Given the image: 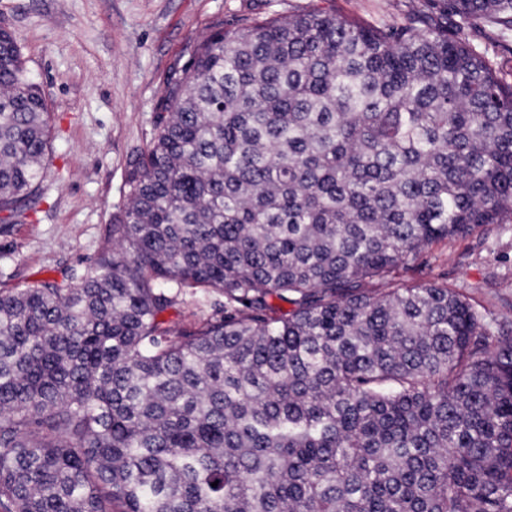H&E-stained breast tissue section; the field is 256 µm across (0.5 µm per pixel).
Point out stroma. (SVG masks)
Instances as JSON below:
<instances>
[{"label":"stroma","instance_id":"35a3bbf8","mask_svg":"<svg viewBox=\"0 0 512 512\" xmlns=\"http://www.w3.org/2000/svg\"><path fill=\"white\" fill-rule=\"evenodd\" d=\"M306 7L378 25L424 11L426 0H0V26L47 94L53 145L35 208L0 224V287L58 279L95 260L125 201L129 163L152 140L164 79L196 41L245 17ZM461 35L512 83V30L485 25ZM397 277L448 283L493 336H512V223L433 244Z\"/></svg>","mask_w":512,"mask_h":512}]
</instances>
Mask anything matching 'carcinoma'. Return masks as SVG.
<instances>
[{
  "mask_svg": "<svg viewBox=\"0 0 512 512\" xmlns=\"http://www.w3.org/2000/svg\"><path fill=\"white\" fill-rule=\"evenodd\" d=\"M428 2L248 19L167 76L93 265L0 287V512H512V339L394 276L512 222V85L460 37L512 0ZM49 149L0 30V224ZM197 288L223 309L164 319Z\"/></svg>",
  "mask_w": 512,
  "mask_h": 512,
  "instance_id": "cac0c4a2",
  "label": "carcinoma"
}]
</instances>
